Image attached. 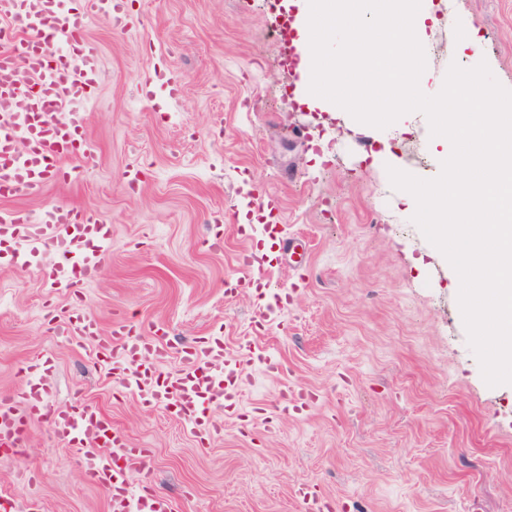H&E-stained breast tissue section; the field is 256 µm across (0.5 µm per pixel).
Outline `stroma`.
<instances>
[{"mask_svg":"<svg viewBox=\"0 0 512 512\" xmlns=\"http://www.w3.org/2000/svg\"><path fill=\"white\" fill-rule=\"evenodd\" d=\"M437 2L452 19L428 42L429 88L451 63L484 61L512 89V0ZM126 11L128 22L95 18L87 31L102 73L87 108L94 164L41 197L0 199V210L35 214L63 201L112 231L98 279L75 297L46 278L57 252L0 247V395L19 387L24 362L51 357L55 404L91 402L150 449L144 474L176 512H309L293 495L300 484L333 512H512V385L485 383L459 277L387 174H439L426 117L407 114L398 131L310 107L279 39L286 0H127ZM461 27L479 51L458 47ZM165 71L180 79L176 97ZM264 198L279 221L271 247L256 219ZM211 229L222 251L205 245ZM251 247L266 298L246 285L225 297ZM74 302L106 327L167 328L166 372L182 344L215 333L235 352L257 342L279 368L244 356L240 413L215 404L220 433L203 444L57 333L52 309ZM294 389L309 407L281 411ZM77 457L34 422L24 462L0 456V491L14 512H108Z\"/></svg>","mask_w":512,"mask_h":512,"instance_id":"1","label":"stroma"}]
</instances>
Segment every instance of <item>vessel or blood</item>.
Here are the masks:
<instances>
[{
  "label": "vessel or blood",
  "instance_id": "b4317fda",
  "mask_svg": "<svg viewBox=\"0 0 512 512\" xmlns=\"http://www.w3.org/2000/svg\"><path fill=\"white\" fill-rule=\"evenodd\" d=\"M119 0H0V103L15 89L11 76H28L33 97L16 109V121H0V197L41 195L48 182L78 181L95 159L87 143L86 109L100 81L99 50L88 39L92 17L118 21ZM111 230L92 211L64 202L47 204L39 218L23 210L0 213V241L53 245L83 257L79 268L54 267L53 287L71 289L94 280ZM58 331L91 346L96 360L111 365L114 379L135 388L148 407L176 402L186 429L207 441L218 432L209 407L239 401L245 368L213 336L181 348L178 370L159 375L170 352L160 331L145 333L138 324L116 323L104 331L89 311L75 306L55 310ZM50 360L29 361L17 391L0 399V451L24 447L33 421L46 420L55 434L78 447L85 479L108 495L110 512H175L171 499L127 475L144 471L149 451L131 447L97 406L73 402L54 407Z\"/></svg>",
  "mask_w": 512,
  "mask_h": 512
}]
</instances>
